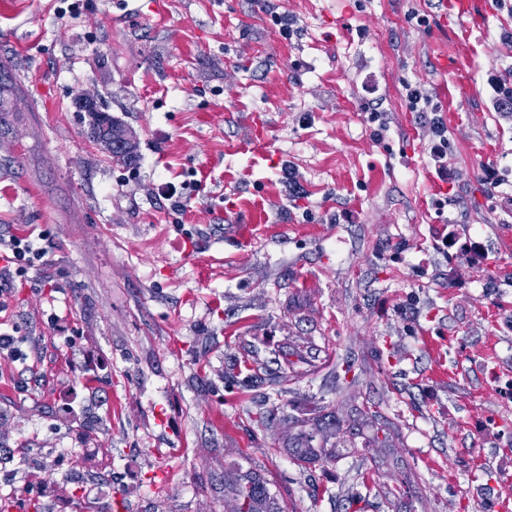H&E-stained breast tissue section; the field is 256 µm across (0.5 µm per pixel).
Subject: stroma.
<instances>
[{
	"instance_id": "obj_1",
	"label": "stroma",
	"mask_w": 512,
	"mask_h": 512,
	"mask_svg": "<svg viewBox=\"0 0 512 512\" xmlns=\"http://www.w3.org/2000/svg\"><path fill=\"white\" fill-rule=\"evenodd\" d=\"M487 2L464 29L446 0H0V230L52 252L0 291L27 341L0 364V495L225 512V479L253 471L284 512H512V400L489 371L512 373V0ZM410 84L438 113L408 108ZM82 95L137 164L88 138ZM228 204L268 220L239 237ZM328 412L353 436L296 465L290 436ZM360 471L376 487L341 500Z\"/></svg>"
}]
</instances>
